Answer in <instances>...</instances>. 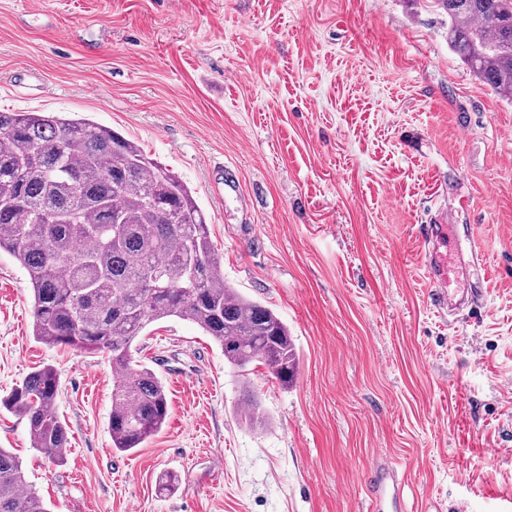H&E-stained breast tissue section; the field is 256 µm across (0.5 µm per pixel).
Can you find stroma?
<instances>
[{
    "label": "stroma",
    "instance_id": "35a3bbf8",
    "mask_svg": "<svg viewBox=\"0 0 512 512\" xmlns=\"http://www.w3.org/2000/svg\"><path fill=\"white\" fill-rule=\"evenodd\" d=\"M0 111L137 141L299 354L284 387L229 367L190 322L149 325L135 358L170 416L115 451L107 355L38 343L0 252V396L36 367L60 374L64 462L0 408V448L48 512H375L378 465L406 512H512V101L449 49L434 0H0ZM443 215L486 262L479 306L453 316L426 273ZM246 387L264 428L238 413Z\"/></svg>",
    "mask_w": 512,
    "mask_h": 512
}]
</instances>
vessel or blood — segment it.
<instances>
[{
	"mask_svg": "<svg viewBox=\"0 0 512 512\" xmlns=\"http://www.w3.org/2000/svg\"><path fill=\"white\" fill-rule=\"evenodd\" d=\"M426 241L428 279L437 304L453 310L481 297L484 263L474 234L462 233L460 225L441 219L428 225ZM373 481L380 512H403L393 477L379 473Z\"/></svg>",
	"mask_w": 512,
	"mask_h": 512,
	"instance_id": "obj_1",
	"label": "vessel or blood"
}]
</instances>
